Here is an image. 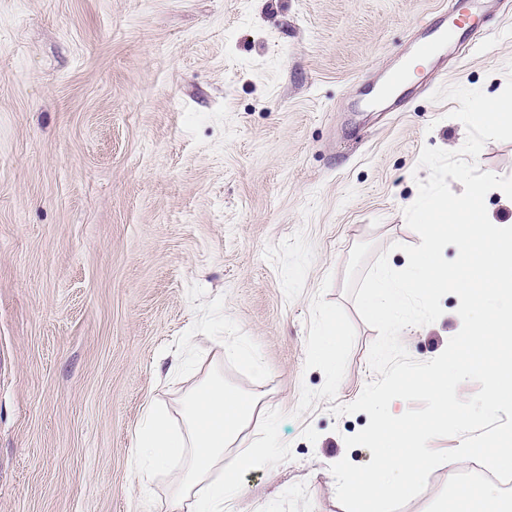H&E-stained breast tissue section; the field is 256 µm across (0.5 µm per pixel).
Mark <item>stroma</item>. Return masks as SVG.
<instances>
[{
	"label": "stroma",
	"mask_w": 512,
	"mask_h": 512,
	"mask_svg": "<svg viewBox=\"0 0 512 512\" xmlns=\"http://www.w3.org/2000/svg\"><path fill=\"white\" fill-rule=\"evenodd\" d=\"M453 2L0 0V512H170L171 473L142 487L134 437L216 373L259 399L238 448L274 450L224 512H345L330 467L371 461L344 443L369 416L330 409L375 380L378 335L347 261L367 242L404 267L420 151L467 137L430 94L503 91L512 0L405 111L350 106ZM441 304L401 334L416 361L456 330ZM478 479L441 465L402 512ZM227 348L247 366L255 376L261 377L264 375L266 366L251 348L237 342L228 344Z\"/></svg>",
	"instance_id": "stroma-1"
}]
</instances>
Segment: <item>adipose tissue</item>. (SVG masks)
I'll return each mask as SVG.
<instances>
[{
	"label": "adipose tissue",
	"instance_id": "ef3b65f1",
	"mask_svg": "<svg viewBox=\"0 0 512 512\" xmlns=\"http://www.w3.org/2000/svg\"><path fill=\"white\" fill-rule=\"evenodd\" d=\"M258 400L225 387L211 377L185 398L182 427L169 415L151 408L141 419L134 441L133 465L142 483L162 467L176 466L173 512H224L226 501L242 496L243 474L270 460V450L240 452L232 468L224 452L249 425Z\"/></svg>",
	"mask_w": 512,
	"mask_h": 512
}]
</instances>
